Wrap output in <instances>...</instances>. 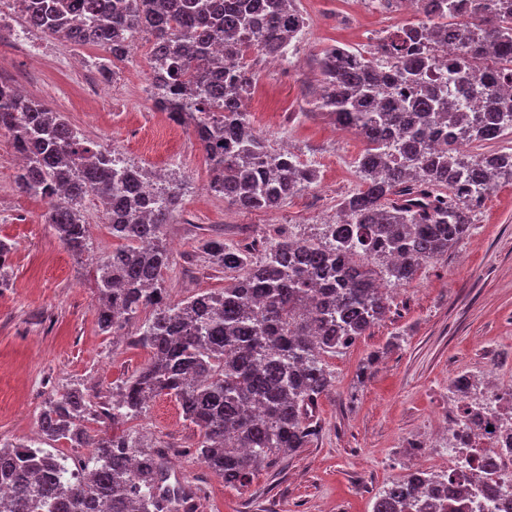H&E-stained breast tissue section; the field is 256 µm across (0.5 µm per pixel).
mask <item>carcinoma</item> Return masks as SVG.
Masks as SVG:
<instances>
[{
	"label": "carcinoma",
	"mask_w": 512,
	"mask_h": 512,
	"mask_svg": "<svg viewBox=\"0 0 512 512\" xmlns=\"http://www.w3.org/2000/svg\"><path fill=\"white\" fill-rule=\"evenodd\" d=\"M496 0H424L429 22L381 38L374 61L343 46L325 48L315 108L360 134V188L340 203L341 218L315 238L276 235L262 249L222 235L198 250L224 271V287L169 300L163 272L173 256L163 228L181 205L170 181L144 197L141 169L113 168L112 151L87 140L60 112L15 92L0 79V133L23 163L17 187L50 204L48 225L74 256L88 251L83 200L95 195L119 242L96 264L97 322L118 333L140 322L150 358L107 404L74 386L49 400L36 439L0 442V512H195L193 493L167 484L164 459L112 428L140 417L151 399L175 397L200 434L196 452L243 489L257 469L302 448L314 435L316 399L332 387L325 357L352 347L388 311L385 284L411 281L422 263L470 235L474 202L512 182V152L471 154L465 147L512 134V103L485 92L487 66L512 75V11ZM26 28L78 46L103 47L123 60L148 35L157 108L193 134L210 170L208 190L242 211L275 210L313 170L256 132L242 101L253 83L243 54L284 56L303 31L293 0H26ZM454 27L461 54L453 83L485 98L469 111L456 94L425 79ZM224 45V57L211 54ZM224 63V79H205ZM224 104V110L212 111ZM150 316L139 321L143 311ZM464 405L473 385L452 383ZM103 424L95 435L86 422ZM70 441L90 449L84 482L63 481L67 463L43 447ZM491 485L448 486V475L410 472L391 483L373 512H456Z\"/></svg>",
	"instance_id": "carcinoma-1"
}]
</instances>
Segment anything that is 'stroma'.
<instances>
[{
  "instance_id": "35a3bbf8",
  "label": "stroma",
  "mask_w": 512,
  "mask_h": 512,
  "mask_svg": "<svg viewBox=\"0 0 512 512\" xmlns=\"http://www.w3.org/2000/svg\"><path fill=\"white\" fill-rule=\"evenodd\" d=\"M297 5L312 19L299 45L300 66L248 56L263 92L250 109L251 124L272 147L288 143L318 172L273 215L240 211L208 192V164L192 132L147 148L163 115L153 109L144 42L121 61L104 49L42 34L37 59L12 44L0 46V72L64 113L86 138L120 149L146 170L176 171L181 207L163 230L173 252L164 273L172 302L224 285L223 272L197 250L205 230L221 228L244 243L278 230L307 236L336 222L340 202L360 186L355 161L363 140L310 105V92L321 83L318 57L334 44L373 50L403 19L364 0ZM98 62L108 64L113 78L101 97H84ZM16 173L11 140L0 135V239L14 247L0 288V438L13 441L37 436L44 403L71 384L81 383L94 401H111L150 357L137 342L136 324L117 336L98 326L93 260L117 243L97 200L84 201L91 249L77 258L47 226V200L18 189ZM388 296L385 317L351 348L328 357L333 385L315 403L311 442L257 470L248 488L225 487L203 464L195 452L199 431L184 420L175 397H156L122 431L167 454L169 481L192 486L196 512H373L385 485L421 466L439 471L447 460L448 409L458 403L448 390L451 379L473 375L482 391L489 382L512 380V184L497 183L472 213L469 237L422 264Z\"/></svg>"
}]
</instances>
